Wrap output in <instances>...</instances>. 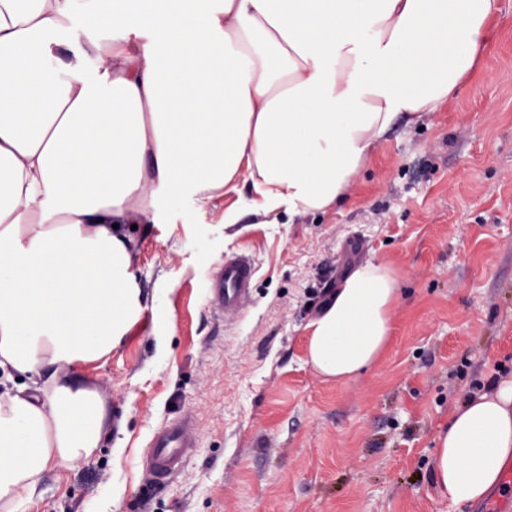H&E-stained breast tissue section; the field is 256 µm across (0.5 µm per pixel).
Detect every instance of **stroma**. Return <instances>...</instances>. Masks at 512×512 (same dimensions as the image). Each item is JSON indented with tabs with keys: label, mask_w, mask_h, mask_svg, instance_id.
I'll return each mask as SVG.
<instances>
[{
	"label": "stroma",
	"mask_w": 512,
	"mask_h": 512,
	"mask_svg": "<svg viewBox=\"0 0 512 512\" xmlns=\"http://www.w3.org/2000/svg\"><path fill=\"white\" fill-rule=\"evenodd\" d=\"M499 7L478 69L438 111L396 124L344 203L228 227L230 193L138 225L145 308L110 355L72 369L105 398L122 449L47 471L27 512H482L442 498L433 469L451 412L512 376V0ZM231 252L256 275L225 318L207 285ZM371 258L401 274L392 339L356 379H323L306 326ZM186 414L196 446L154 482L150 437Z\"/></svg>",
	"instance_id": "obj_1"
}]
</instances>
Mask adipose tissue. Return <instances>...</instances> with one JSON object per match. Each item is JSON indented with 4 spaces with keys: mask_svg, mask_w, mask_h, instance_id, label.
Segmentation results:
<instances>
[{
    "mask_svg": "<svg viewBox=\"0 0 512 512\" xmlns=\"http://www.w3.org/2000/svg\"><path fill=\"white\" fill-rule=\"evenodd\" d=\"M499 0H0V512L111 433L68 370L141 312L138 242L185 195L251 186L246 210L344 201L397 120L481 63ZM120 38H112L113 30ZM399 274L358 265L313 319L307 362L348 381L383 355ZM435 483L478 503L512 461V378L437 436Z\"/></svg>",
    "mask_w": 512,
    "mask_h": 512,
    "instance_id": "1",
    "label": "adipose tissue"
}]
</instances>
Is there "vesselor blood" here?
<instances>
[{
  "instance_id": "obj_1",
  "label": "vessel or blood",
  "mask_w": 512,
  "mask_h": 512,
  "mask_svg": "<svg viewBox=\"0 0 512 512\" xmlns=\"http://www.w3.org/2000/svg\"><path fill=\"white\" fill-rule=\"evenodd\" d=\"M256 269L245 255H225L213 271L208 284L211 307L230 318L237 316L252 292ZM192 417L180 416L163 423L152 434L144 466L154 481L176 474L195 446Z\"/></svg>"
}]
</instances>
